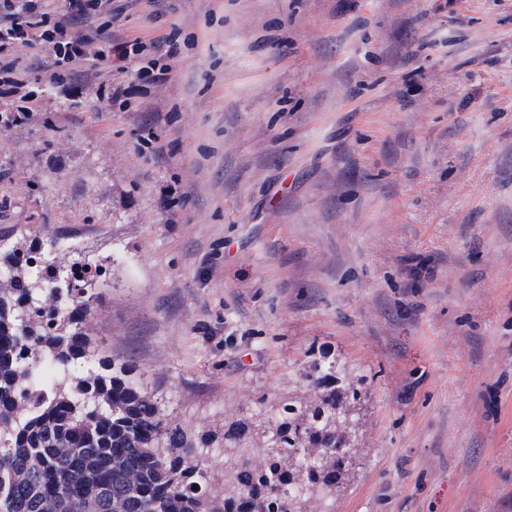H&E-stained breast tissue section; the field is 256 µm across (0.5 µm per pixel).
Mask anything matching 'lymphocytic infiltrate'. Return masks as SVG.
I'll list each match as a JSON object with an SVG mask.
<instances>
[{"mask_svg": "<svg viewBox=\"0 0 512 512\" xmlns=\"http://www.w3.org/2000/svg\"><path fill=\"white\" fill-rule=\"evenodd\" d=\"M120 13L112 0H68L62 12L46 8L41 0H0V101L15 102L14 109L0 120L18 125L33 116L39 91L18 76L17 69L24 50L37 45L52 50L54 69L50 78L57 84H67L79 66L97 72L100 60L114 52L124 59H141V78L156 85L165 83L169 69L159 63L157 55L164 51L166 39L113 44L109 23L100 22L99 17Z\"/></svg>", "mask_w": 512, "mask_h": 512, "instance_id": "obj_1", "label": "lymphocytic infiltrate"}]
</instances>
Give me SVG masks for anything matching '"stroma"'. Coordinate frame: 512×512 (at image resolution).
<instances>
[{"label":"stroma","mask_w":512,"mask_h":512,"mask_svg":"<svg viewBox=\"0 0 512 512\" xmlns=\"http://www.w3.org/2000/svg\"><path fill=\"white\" fill-rule=\"evenodd\" d=\"M165 38L0 125V240L104 261L85 329L169 417L260 448L343 365L353 454L309 512H512V0H134ZM119 87L102 97L101 83Z\"/></svg>","instance_id":"obj_1"}]
</instances>
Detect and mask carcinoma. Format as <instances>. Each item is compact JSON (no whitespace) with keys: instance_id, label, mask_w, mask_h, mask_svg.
Returning <instances> with one entry per match:
<instances>
[{"instance_id":"obj_1","label":"carcinoma","mask_w":512,"mask_h":512,"mask_svg":"<svg viewBox=\"0 0 512 512\" xmlns=\"http://www.w3.org/2000/svg\"><path fill=\"white\" fill-rule=\"evenodd\" d=\"M10 288L0 292V512H82L95 495L125 512H292L298 489L281 460L301 458L304 438L336 418V388L320 403L278 412L277 443L264 466L239 465L234 489L214 501L207 439L186 434L131 375L92 350L83 331L103 265L74 257L70 266L39 244L0 246ZM84 376L72 372L76 362ZM341 380L324 362L315 384ZM288 485L289 500L274 491ZM246 497L238 495V489Z\"/></svg>"}]
</instances>
